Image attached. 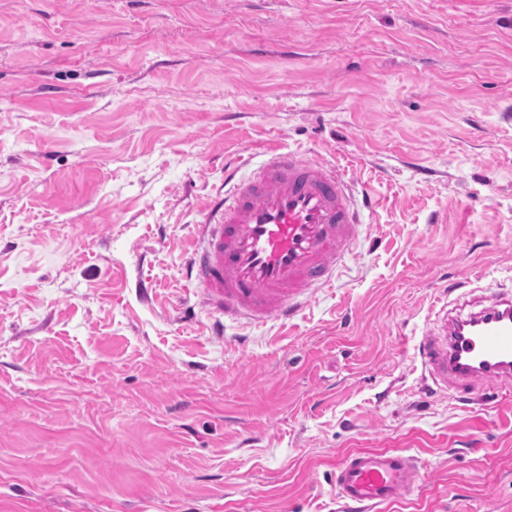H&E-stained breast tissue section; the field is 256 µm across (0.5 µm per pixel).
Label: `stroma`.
<instances>
[{
  "label": "stroma",
  "mask_w": 512,
  "mask_h": 512,
  "mask_svg": "<svg viewBox=\"0 0 512 512\" xmlns=\"http://www.w3.org/2000/svg\"><path fill=\"white\" fill-rule=\"evenodd\" d=\"M275 144L379 204L284 328L227 321L189 242ZM512 291V0H0V512H512V379L435 392L441 284ZM420 475L413 456L393 449H360L336 464L332 483L336 498L350 512H372L410 493Z\"/></svg>",
  "instance_id": "35a3bbf8"
}]
</instances>
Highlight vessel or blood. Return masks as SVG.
Returning <instances> with one entry per match:
<instances>
[{
  "mask_svg": "<svg viewBox=\"0 0 512 512\" xmlns=\"http://www.w3.org/2000/svg\"><path fill=\"white\" fill-rule=\"evenodd\" d=\"M240 159L224 164L230 188L205 215L188 276L204 302L233 320L288 321L314 290L332 287L357 239L364 212L376 205L355 195L336 165L291 150L270 149L248 176ZM437 389L473 394V382L512 376V296L491 294L479 312L434 317L416 345ZM420 475L413 456L393 449L345 454L332 474L346 512H374L410 493Z\"/></svg>",
  "mask_w": 512,
  "mask_h": 512,
  "instance_id": "1",
  "label": "vessel or blood"
}]
</instances>
